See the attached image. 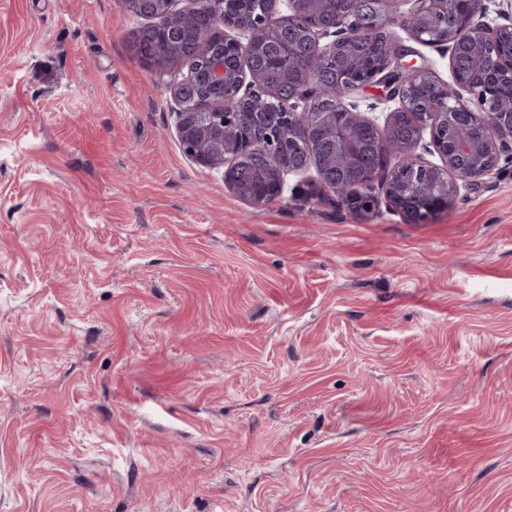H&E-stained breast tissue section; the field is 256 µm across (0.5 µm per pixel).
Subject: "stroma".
<instances>
[{
    "instance_id": "1",
    "label": "stroma",
    "mask_w": 512,
    "mask_h": 512,
    "mask_svg": "<svg viewBox=\"0 0 512 512\" xmlns=\"http://www.w3.org/2000/svg\"><path fill=\"white\" fill-rule=\"evenodd\" d=\"M125 0H0V512H512V151L421 224L184 153Z\"/></svg>"
}]
</instances>
